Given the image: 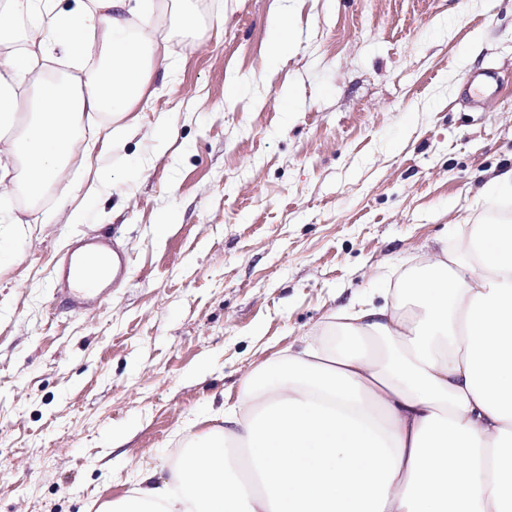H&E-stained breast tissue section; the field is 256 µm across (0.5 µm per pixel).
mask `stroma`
<instances>
[{
  "mask_svg": "<svg viewBox=\"0 0 512 512\" xmlns=\"http://www.w3.org/2000/svg\"><path fill=\"white\" fill-rule=\"evenodd\" d=\"M192 3L191 31H147L174 74L123 149L35 207L10 198L26 223L0 268V512H97L138 467L168 479L189 420L340 306L462 251L512 166V0ZM279 18L296 40L273 60ZM99 167L112 180L71 223L60 197ZM97 234L127 279L68 308L58 259Z\"/></svg>",
  "mask_w": 512,
  "mask_h": 512,
  "instance_id": "1",
  "label": "stroma"
}]
</instances>
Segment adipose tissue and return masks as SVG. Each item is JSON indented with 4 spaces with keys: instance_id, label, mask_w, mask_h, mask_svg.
<instances>
[{
    "instance_id": "adipose-tissue-1",
    "label": "adipose tissue",
    "mask_w": 512,
    "mask_h": 512,
    "mask_svg": "<svg viewBox=\"0 0 512 512\" xmlns=\"http://www.w3.org/2000/svg\"><path fill=\"white\" fill-rule=\"evenodd\" d=\"M184 0H7L0 10V192L43 196L136 130L167 68L142 31ZM28 16V28L16 19ZM51 59L82 75L33 79ZM108 115L103 142L83 122ZM100 512H512V216L420 267L392 304L340 309L325 334L255 368L221 424L189 431L170 476L143 471Z\"/></svg>"
}]
</instances>
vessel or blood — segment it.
<instances>
[{"mask_svg": "<svg viewBox=\"0 0 512 512\" xmlns=\"http://www.w3.org/2000/svg\"><path fill=\"white\" fill-rule=\"evenodd\" d=\"M88 250L111 254L113 281H120L126 274V260L122 255L113 253L109 238H82L74 242L60 261L56 288L58 294L75 310L84 307L91 287L104 285L96 270L83 267L78 260L79 253Z\"/></svg>", "mask_w": 512, "mask_h": 512, "instance_id": "b4317fda", "label": "vessel or blood"}]
</instances>
